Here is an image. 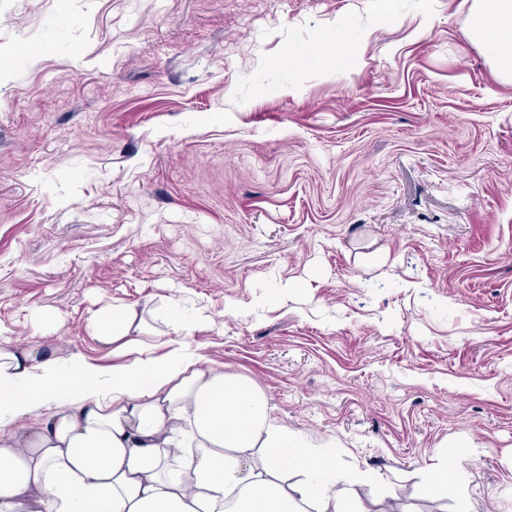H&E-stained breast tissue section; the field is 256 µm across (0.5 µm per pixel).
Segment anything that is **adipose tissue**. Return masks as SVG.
I'll use <instances>...</instances> for the list:
<instances>
[{
	"label": "adipose tissue",
	"mask_w": 512,
	"mask_h": 512,
	"mask_svg": "<svg viewBox=\"0 0 512 512\" xmlns=\"http://www.w3.org/2000/svg\"><path fill=\"white\" fill-rule=\"evenodd\" d=\"M466 37L512 79V0H473ZM138 312L99 308L91 328L136 344ZM61 372L35 345L0 337V512H342L346 491L327 457L269 418L249 382L198 367L181 350L112 372ZM45 418L20 435L34 408ZM302 483L287 487L284 470Z\"/></svg>",
	"instance_id": "1"
}]
</instances>
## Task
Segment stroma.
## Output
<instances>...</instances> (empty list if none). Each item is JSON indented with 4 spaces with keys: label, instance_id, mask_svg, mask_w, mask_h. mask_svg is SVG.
Segmentation results:
<instances>
[{
    "label": "stroma",
    "instance_id": "stroma-1",
    "mask_svg": "<svg viewBox=\"0 0 512 512\" xmlns=\"http://www.w3.org/2000/svg\"><path fill=\"white\" fill-rule=\"evenodd\" d=\"M471 4L0 0V335L65 372L182 346L350 512H423L448 454L440 512H512V83ZM138 316V311L131 307L103 306L91 319L90 326L100 338L107 342L114 343L125 339L123 345H135L139 340L129 334L132 330L140 328L141 318L135 325Z\"/></svg>",
    "mask_w": 512,
    "mask_h": 512
}]
</instances>
